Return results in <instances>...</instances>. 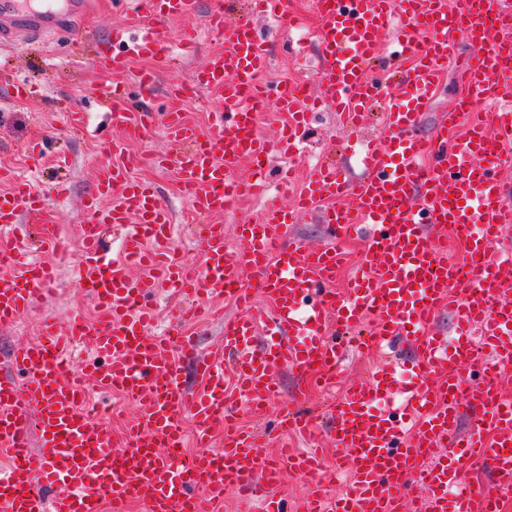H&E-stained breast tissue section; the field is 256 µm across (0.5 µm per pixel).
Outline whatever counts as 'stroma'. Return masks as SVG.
Returning <instances> with one entry per match:
<instances>
[{
  "label": "stroma",
  "instance_id": "35a3bbf8",
  "mask_svg": "<svg viewBox=\"0 0 512 512\" xmlns=\"http://www.w3.org/2000/svg\"><path fill=\"white\" fill-rule=\"evenodd\" d=\"M94 2L92 10L60 23L49 36H27L0 44V71L30 82L36 88L35 94L28 100L6 103L0 109V164L6 163L18 169L24 167L26 147L31 142L41 140L51 150L63 147L69 165V184L66 194L62 196L51 192L55 176L53 166L36 168L27 174L32 184L49 192L50 218L65 238L67 249L53 259L56 274L54 293L36 296L18 326L0 328V354L7 352L10 344L18 338L36 337L37 324L42 318L52 317L62 322L74 308H84L89 314L94 311L91 298L76 283L74 261L80 251L78 227L82 219V201L93 191L96 172L106 162L107 153L104 144L69 131L64 121V110L68 107L78 109L89 114L95 123L103 122L101 102L90 92L91 86L96 83L94 57L104 45L111 43L114 27L122 26L133 31L148 19L146 8L137 6L134 0ZM213 2L197 0L194 15L172 19L163 25L170 54L176 53L184 30L197 31L198 51L193 58L174 65L167 58H136L131 61L121 77L123 85L133 90L140 70L150 66L159 69L161 83L160 88L150 95L133 90L130 103L134 108L159 112L164 86L187 82L210 54L223 49V42L212 37L206 29V17ZM223 3L229 12L230 22L253 20L267 38L272 52L271 80L309 81L317 56V45L308 37V27L315 22L309 0H292V8L299 22L288 27L283 26L280 18L275 16L250 18L247 0H223ZM468 55L469 49L464 46L458 56L449 61L444 85L423 118L421 133H431L439 114L461 94L457 73ZM349 138V133L342 129L332 108L324 107L315 118L309 148L297 161L298 170L313 165L320 153L325 151L346 175H354L358 164L347 149ZM167 148L162 130L157 127L147 138L130 141L127 152L133 161V176L151 183L173 212V247L194 264L198 261L197 246L184 233V227L189 222V206L181 195L177 174L174 169L148 160L150 154L163 153ZM277 386L278 401L271 404L262 417H254L247 408H240L238 415L244 427L272 429L278 418L279 404L285 400L315 415L318 422H325L330 409L329 393L317 389L311 381L286 368L278 369Z\"/></svg>",
  "mask_w": 512,
  "mask_h": 512
}]
</instances>
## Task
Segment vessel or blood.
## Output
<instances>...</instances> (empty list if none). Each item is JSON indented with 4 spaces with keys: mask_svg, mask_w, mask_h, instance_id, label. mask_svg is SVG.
Returning a JSON list of instances; mask_svg holds the SVG:
<instances>
[{
    "mask_svg": "<svg viewBox=\"0 0 512 512\" xmlns=\"http://www.w3.org/2000/svg\"><path fill=\"white\" fill-rule=\"evenodd\" d=\"M149 21L137 37L95 59L106 115L124 131L109 145L110 160L84 203L82 250L76 276L101 312L88 320L74 311L66 326L44 318L37 338H22L0 373V512H124L129 502L144 512H220L226 489L261 473V512H285L281 471L309 480L303 512H405L408 492L426 491V512H494L496 490L512 487V399L503 397L500 374L512 371V299L505 269L512 247H491L490 236L512 224V183L499 170L512 163V0H311L319 21L320 88L283 86L270 91L268 46L248 22L228 23L215 0L206 28L224 42L197 69L190 85L166 89L162 124L169 152L161 160L178 173L184 197L199 216L230 210L246 194L266 200L264 215L239 232L231 248L220 224L202 225L199 269L171 253L174 218L153 189L130 175L128 138H144L153 116L135 114L117 82L133 57L163 42L162 25L193 14L197 0H146ZM77 0H59L52 15L12 8L0 20V39L47 32L71 16ZM391 33L381 55L379 37ZM471 61L461 82L484 99L487 117L449 137L470 101L458 99L442 113L430 136L419 132L449 59L460 43ZM393 91H385V83ZM215 104L210 123L191 124L183 106L191 91ZM332 105L343 127L381 109L378 137L362 144L360 177H342L320 163L307 173L292 205L267 195L273 151L299 154L309 134L314 102ZM290 121L277 143L258 131L268 106ZM48 198L15 179L0 193V325L14 324L54 278L37 253L62 252L55 226L21 229L22 214L38 216ZM316 217L327 240L316 248L295 237L293 225ZM450 226L469 260L449 258L435 231ZM365 232L364 261L347 293L335 288L343 260L341 242ZM136 266L149 275L133 277ZM253 274L269 307L254 304L243 286ZM166 287L185 301H233L224 338L208 351L179 327L159 329L148 300ZM452 316L449 335L431 332L440 307ZM358 331L365 348L397 337L413 352L387 362L369 379L349 386L332 406L335 427L327 438L340 451L347 481L334 499L324 497L318 449L260 456L258 437L240 431L237 409L261 413L278 393L274 371L320 372L335 383L341 355L336 329ZM182 347V357L170 350ZM191 362L194 386L183 380ZM122 395L137 416L117 442L97 412H79L88 387ZM470 412L461 429L462 412ZM197 427V453L181 456V418ZM282 435L314 437L317 424L290 403L280 407ZM491 459V484L467 486L465 468Z\"/></svg>",
    "mask_w": 512,
    "mask_h": 512,
    "instance_id": "1",
    "label": "vessel or blood"
}]
</instances>
